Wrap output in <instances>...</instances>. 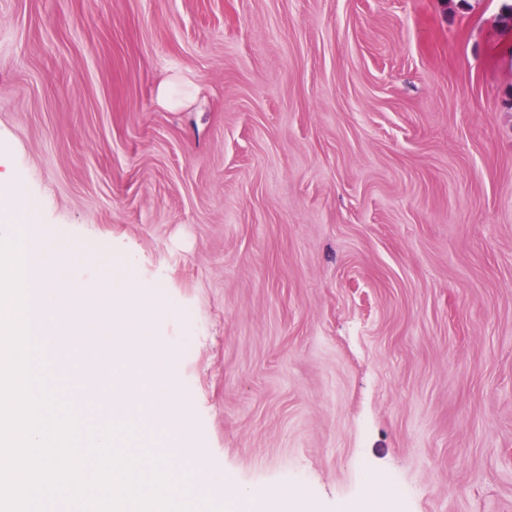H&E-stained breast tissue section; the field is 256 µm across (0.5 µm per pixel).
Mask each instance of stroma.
<instances>
[{"label":"stroma","mask_w":512,"mask_h":512,"mask_svg":"<svg viewBox=\"0 0 512 512\" xmlns=\"http://www.w3.org/2000/svg\"><path fill=\"white\" fill-rule=\"evenodd\" d=\"M511 1L0 0V151L162 296L214 504L512 512ZM228 490L238 499L253 501L259 503L263 510L269 512H288L296 510L297 499L294 493L288 489H278L275 491H246L231 487V481L224 479V491Z\"/></svg>","instance_id":"1"}]
</instances>
